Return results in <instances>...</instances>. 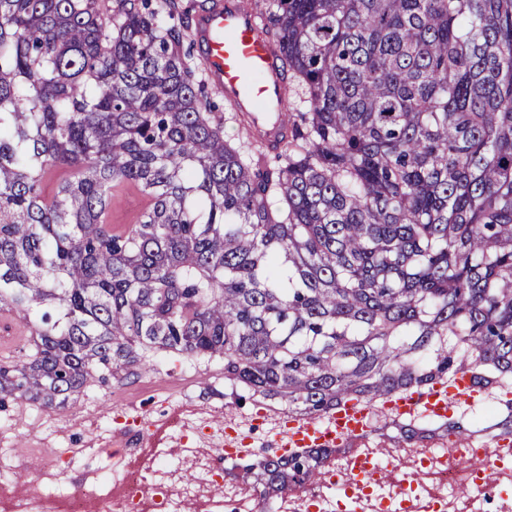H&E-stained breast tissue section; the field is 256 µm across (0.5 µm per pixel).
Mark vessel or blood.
Wrapping results in <instances>:
<instances>
[{"label":"vessel or blood","instance_id":"vessel-or-blood-1","mask_svg":"<svg viewBox=\"0 0 512 512\" xmlns=\"http://www.w3.org/2000/svg\"><path fill=\"white\" fill-rule=\"evenodd\" d=\"M194 41L208 82L221 91L232 111L247 117L263 145L278 150L286 131L287 81L278 64L275 45L262 33L246 0H221L200 14L194 24ZM478 387L469 374H458L430 388L393 394L387 406L402 419L447 416L458 401H476ZM332 425L289 420L285 426L287 451L329 448L369 432L367 408L349 402L336 407Z\"/></svg>","mask_w":512,"mask_h":512}]
</instances>
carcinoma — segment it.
<instances>
[{
	"label": "carcinoma",
	"instance_id": "carcinoma-1",
	"mask_svg": "<svg viewBox=\"0 0 512 512\" xmlns=\"http://www.w3.org/2000/svg\"><path fill=\"white\" fill-rule=\"evenodd\" d=\"M251 2L307 103L255 160L175 0H0V307L33 325L0 406L62 409L154 350L313 418L512 384V0ZM124 185L152 206L114 234ZM327 455L257 466L283 498ZM111 198L112 232L128 231L130 225H133L119 222V215L124 208L135 207L142 211L150 205V197L133 185L112 188Z\"/></svg>",
	"mask_w": 512,
	"mask_h": 512
}]
</instances>
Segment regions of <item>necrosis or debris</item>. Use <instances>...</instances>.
I'll return each mask as SVG.
<instances>
[{"label":"necrosis or debris","mask_w":512,"mask_h":512,"mask_svg":"<svg viewBox=\"0 0 512 512\" xmlns=\"http://www.w3.org/2000/svg\"><path fill=\"white\" fill-rule=\"evenodd\" d=\"M172 418L175 447L154 449L149 464L120 459L108 477L62 490L41 479L23 493L0 483V512H85L91 500L100 503L103 512H193L197 506H213L219 487L225 504L240 512L256 491L246 480H225L223 430L211 431L208 447L200 448L195 436L205 424L199 415L176 407ZM173 451L195 470L193 480L166 467ZM359 456L378 458L388 470L386 478L366 487L346 486L350 462ZM321 471L317 489L304 487L275 501L273 512H487L485 494L464 495L461 455L442 440L428 448H382L371 439L359 440L333 448Z\"/></svg>","instance_id":"1"}]
</instances>
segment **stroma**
<instances>
[{"label":"stroma","instance_id":"35a3bbf8","mask_svg":"<svg viewBox=\"0 0 512 512\" xmlns=\"http://www.w3.org/2000/svg\"><path fill=\"white\" fill-rule=\"evenodd\" d=\"M163 400L194 407L215 428L222 426L225 418L240 419L251 428L257 444L266 448L277 445V425L256 417L263 398L242 397L233 391L224 380L223 361L155 351L149 368L92 387L66 409L17 402L0 410V455L8 464L7 469H0V479L23 484L44 472L54 457L66 458L72 480L104 476L112 469L113 456L107 444L113 433L125 428L129 416L160 421L159 403Z\"/></svg>","mask_w":512,"mask_h":512}]
</instances>
